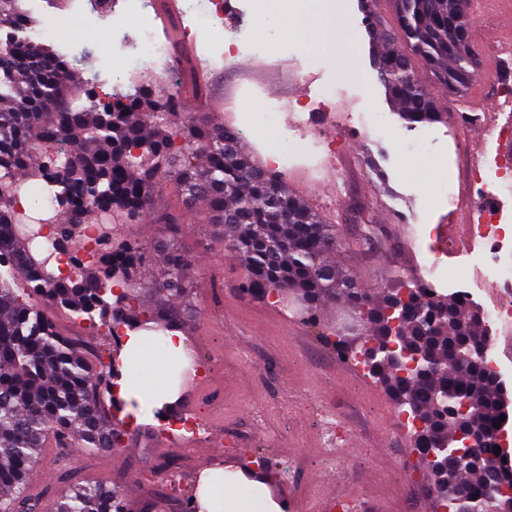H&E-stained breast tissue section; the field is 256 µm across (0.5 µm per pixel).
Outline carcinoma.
<instances>
[{"label": "carcinoma", "instance_id": "obj_1", "mask_svg": "<svg viewBox=\"0 0 512 512\" xmlns=\"http://www.w3.org/2000/svg\"><path fill=\"white\" fill-rule=\"evenodd\" d=\"M362 0L368 28L383 42L376 56L380 82L408 123L444 116L423 86L415 62L457 95L480 77L469 42L472 16L466 0H386L403 40L381 28L376 5ZM34 20L21 0H0V512H128L121 491L103 483L69 484L48 505L27 491L42 448L77 444L85 452L118 448L129 423L114 418L135 401L117 395L122 362H93L84 342L56 330L43 311L61 307L89 320L144 332L145 341L178 331L191 312L186 277L192 260L170 233L150 245L122 235L112 221L139 224L166 183L185 203L206 205V223L239 256L244 291L281 303L288 293L304 301L301 316L336 300L359 309L367 341L399 344L430 358L426 370L399 374L384 355L338 341L341 354L361 364L374 382L408 413L419 461L448 444V465L425 470L430 487L448 486L437 512H458L455 490L469 495L477 512H512V498L490 495V484L512 485L508 451L495 454L504 407L501 383L489 371L481 311L458 299L427 295L416 283L373 292L336 269V231L288 188L285 179L248 159L234 129L209 125L181 111L179 92L145 97V86L112 96L104 105L87 92L71 97L77 60L49 51L27 32ZM52 192L53 237L36 234L41 218L20 206L30 185ZM99 215L102 247L95 261L73 259L62 277L55 258L81 241L83 216ZM159 255L161 278L143 277ZM19 275L30 287L23 300L10 288ZM155 298L152 307L146 296ZM480 437L482 463L457 431Z\"/></svg>", "mask_w": 512, "mask_h": 512}]
</instances>
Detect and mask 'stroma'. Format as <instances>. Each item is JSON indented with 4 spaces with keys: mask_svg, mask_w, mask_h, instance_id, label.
<instances>
[{
    "mask_svg": "<svg viewBox=\"0 0 512 512\" xmlns=\"http://www.w3.org/2000/svg\"><path fill=\"white\" fill-rule=\"evenodd\" d=\"M177 18L190 31L198 57L209 74L193 113L214 123L238 129L245 151L264 161L266 145L258 138L262 123L248 112V103H283L275 123L290 135L285 160L277 171L289 189L336 227L338 240L333 259L365 288H393L415 279L431 261L427 250L433 229L446 227L449 239L467 236L466 225L452 224L449 213L461 195L467 170L497 158L512 170V136H489L481 156L468 148L470 127L459 121L466 98L439 92L438 103L448 117L435 124L410 125L399 118L373 65V51L363 23L360 0H327L342 27L355 34L351 64L335 54L303 50L281 42L272 8L261 16L251 13V0H236L246 15L244 25L222 23V37H211L195 25L187 9L191 0H176ZM125 13V30L116 32L106 16L95 12L89 0H26L40 24L54 25L45 43L60 54L79 56L78 76L86 87L103 94L127 91L134 69L123 67L124 58L137 55L125 31L150 23L163 34L157 12L142 16L127 9L126 0H112ZM235 34L255 43L280 42L279 51L258 49L225 54L223 37ZM340 79L345 100L340 108L321 104L317 88ZM316 89L304 94L307 82ZM305 99L308 107L297 112L292 101ZM376 112L391 134L374 126L354 124L353 115ZM336 144L333 159L311 161L307 145L317 140ZM412 157L430 172L429 182L407 176L403 160ZM149 223L129 224L125 233L152 242L164 234L167 216L178 219L179 241L194 260L189 278L193 315L185 323V336L193 356L212 364L206 388L182 390V409L194 417L204 398L219 404L220 415L207 418L195 442L193 464L183 469L179 489L194 494L199 477L227 468L255 470L256 459L268 461V490L282 512H302L299 495L310 486L320 490L356 487L365 492L374 512H434L424 475L414 481L399 480L400 468L413 448L407 428L398 419L399 409L386 392L354 365L338 361L320 335L336 322L338 304L321 308L316 324H308L284 305H272L248 296L243 290L245 271L239 259L225 251L204 222V204L186 205L174 185L160 191L152 204ZM443 284L468 271L477 285V300L490 303L496 278L487 268L479 247L459 246L440 255ZM48 316L66 333L77 332L101 357L112 351V339L100 323H74L71 313L51 308ZM337 409L354 423L349 446L350 470L344 480L326 475L321 465V424L316 413ZM153 416L139 423L143 435L128 448L81 453L73 461L60 451H43L40 466L27 490L48 501L67 481H107L121 485L130 504L151 498L158 512H172L170 475L163 467L171 456L181 455L185 435L157 437L146 430L155 426ZM241 443L243 454L229 458L213 453L216 443Z\"/></svg>",
    "mask_w": 512,
    "mask_h": 512,
    "instance_id": "obj_1",
    "label": "stroma"
}]
</instances>
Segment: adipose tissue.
Listing matches in <instances>:
<instances>
[{
  "label": "adipose tissue",
  "mask_w": 512,
  "mask_h": 512,
  "mask_svg": "<svg viewBox=\"0 0 512 512\" xmlns=\"http://www.w3.org/2000/svg\"><path fill=\"white\" fill-rule=\"evenodd\" d=\"M317 0H273L276 17L284 40L299 48L344 50L346 40L337 34L336 21L317 9ZM184 336L173 332L162 343L148 345L135 333H127L120 358L126 369L118 392L123 399H135L144 409L175 401V388H162L169 381L171 368L183 357ZM197 496L206 512H281L264 484L240 473L224 474L217 470L203 476Z\"/></svg>",
  "instance_id": "adipose-tissue-1"
}]
</instances>
